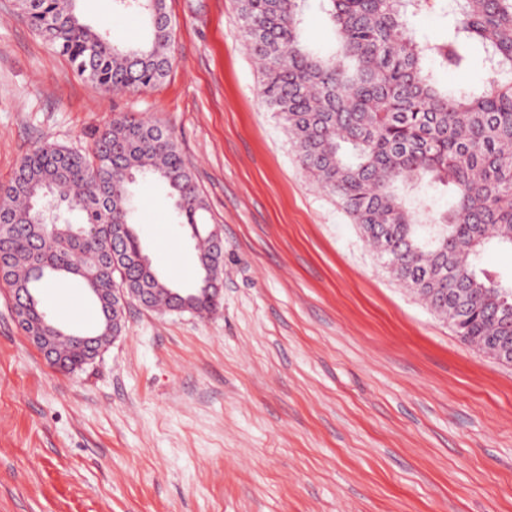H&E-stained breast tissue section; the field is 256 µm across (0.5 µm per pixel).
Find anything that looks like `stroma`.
Here are the masks:
<instances>
[{"instance_id": "1", "label": "stroma", "mask_w": 512, "mask_h": 512, "mask_svg": "<svg viewBox=\"0 0 512 512\" xmlns=\"http://www.w3.org/2000/svg\"><path fill=\"white\" fill-rule=\"evenodd\" d=\"M172 68L112 93L0 0V184L43 142L90 150L119 115L169 128L219 226L211 314L130 305L72 373L25 337L0 283V512H512V367L394 280L299 167L263 102L232 0H167ZM120 41L145 30L83 0ZM153 265L194 257L165 188L133 185Z\"/></svg>"}]
</instances>
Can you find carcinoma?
<instances>
[{
	"label": "carcinoma",
	"instance_id": "1",
	"mask_svg": "<svg viewBox=\"0 0 512 512\" xmlns=\"http://www.w3.org/2000/svg\"><path fill=\"white\" fill-rule=\"evenodd\" d=\"M80 0H26L32 28L79 76L114 93L150 87L172 66L166 0H116L150 23L145 42L121 43L108 27L83 23ZM305 0H234L240 31L259 62L262 96L288 133L302 170L337 198L394 278L457 336L486 353L512 337V285L481 263L491 245L512 247V0H452L447 31L418 42L408 16L432 0H322L333 42L321 50L302 27ZM487 84L438 85L435 67L466 71L473 51ZM163 183L177 223L195 240L197 265L224 269L212 251L207 204L173 133L156 121L122 115L93 134L92 152L44 143L0 185V280L32 294L33 320L53 322L40 288L75 278L96 288V357L125 328V309L142 288L151 309L198 315L216 302L199 270L186 299L138 261L129 186ZM438 183L452 192L438 213L408 189ZM63 204L81 222L49 221L37 199ZM59 368L94 363L86 348L54 339Z\"/></svg>",
	"mask_w": 512,
	"mask_h": 512
}]
</instances>
